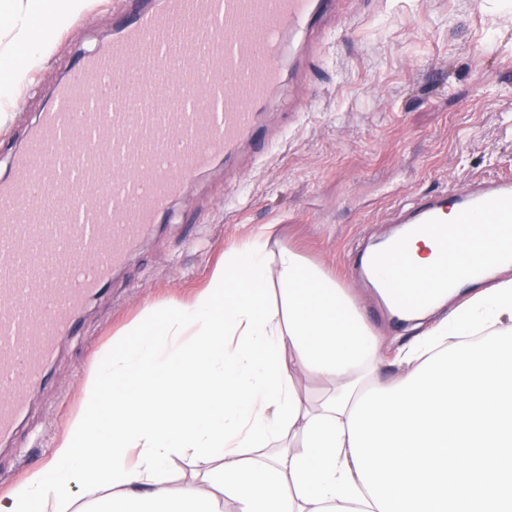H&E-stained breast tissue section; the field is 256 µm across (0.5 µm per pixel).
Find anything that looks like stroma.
Instances as JSON below:
<instances>
[{
	"label": "stroma",
	"instance_id": "35a3bbf8",
	"mask_svg": "<svg viewBox=\"0 0 512 512\" xmlns=\"http://www.w3.org/2000/svg\"><path fill=\"white\" fill-rule=\"evenodd\" d=\"M113 2L89 0L28 84L0 99V178L82 49L111 41ZM321 29L311 61L302 38L293 39L288 72L261 115L271 153L257 161L245 146L197 175L89 300L15 437L0 446V495L51 459L91 367L144 308L189 302L225 251L267 224L270 250L295 248L356 297L389 341L381 377L397 374L393 351L415 332L395 324L350 272L360 252L392 232L385 219L395 201L512 175V0H341Z\"/></svg>",
	"mask_w": 512,
	"mask_h": 512
}]
</instances>
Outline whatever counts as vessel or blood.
I'll return each mask as SVG.
<instances>
[{
    "label": "vessel or blood",
    "mask_w": 512,
    "mask_h": 512,
    "mask_svg": "<svg viewBox=\"0 0 512 512\" xmlns=\"http://www.w3.org/2000/svg\"><path fill=\"white\" fill-rule=\"evenodd\" d=\"M107 51L83 57L0 180V439L13 437L61 338L108 286L135 243L214 160L252 142L283 78L287 35L313 29L334 0H121ZM81 123L87 142L64 146ZM433 239L438 267L414 270L404 241L358 265L406 319L463 272L462 227L498 224L487 250L512 263V178L492 175L419 193L388 212Z\"/></svg>",
    "instance_id": "1"
}]
</instances>
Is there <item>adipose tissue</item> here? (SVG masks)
<instances>
[{"instance_id": "ef3b65f1", "label": "adipose tissue", "mask_w": 512, "mask_h": 512, "mask_svg": "<svg viewBox=\"0 0 512 512\" xmlns=\"http://www.w3.org/2000/svg\"><path fill=\"white\" fill-rule=\"evenodd\" d=\"M87 0H0V97L42 60L61 17ZM259 233L229 250L205 288L157 332L103 355L50 464L0 497V512H378L352 460L348 418L377 387L385 343L356 299L294 249ZM512 327V280L490 283L400 348L409 375L451 336ZM191 343H184V336ZM298 374L326 386L302 399ZM208 459L201 479L170 488L174 455Z\"/></svg>"}]
</instances>
